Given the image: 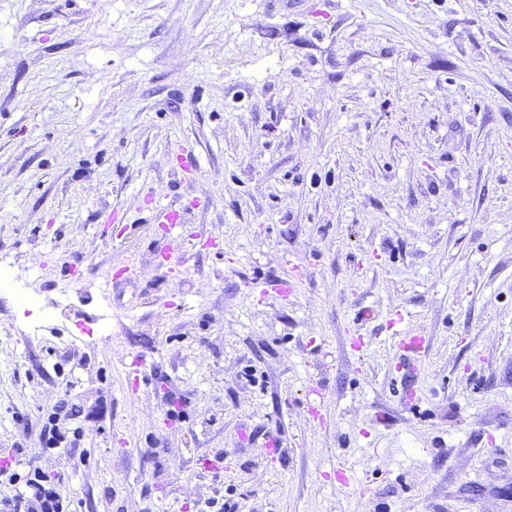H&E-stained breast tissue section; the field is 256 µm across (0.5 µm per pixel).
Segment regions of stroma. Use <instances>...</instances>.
Masks as SVG:
<instances>
[{"label":"stroma","instance_id":"1","mask_svg":"<svg viewBox=\"0 0 512 512\" xmlns=\"http://www.w3.org/2000/svg\"><path fill=\"white\" fill-rule=\"evenodd\" d=\"M0 262L76 512H512V0H0Z\"/></svg>","mask_w":512,"mask_h":512}]
</instances>
